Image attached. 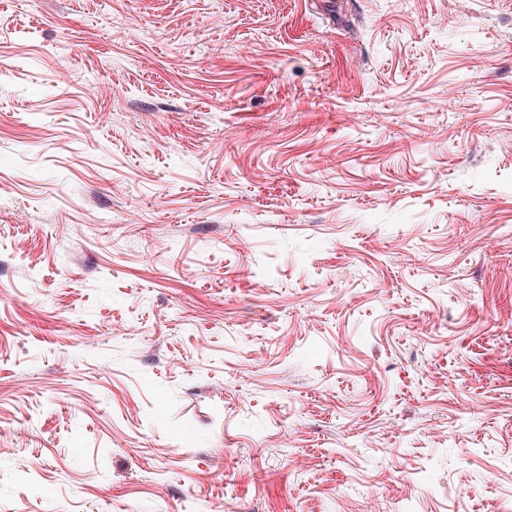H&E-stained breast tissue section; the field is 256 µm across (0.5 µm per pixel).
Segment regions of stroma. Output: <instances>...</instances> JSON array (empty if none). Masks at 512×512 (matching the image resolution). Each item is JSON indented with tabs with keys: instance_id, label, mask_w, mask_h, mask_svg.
I'll list each match as a JSON object with an SVG mask.
<instances>
[{
	"instance_id": "1",
	"label": "stroma",
	"mask_w": 512,
	"mask_h": 512,
	"mask_svg": "<svg viewBox=\"0 0 512 512\" xmlns=\"http://www.w3.org/2000/svg\"><path fill=\"white\" fill-rule=\"evenodd\" d=\"M0 512H512V0H0Z\"/></svg>"
}]
</instances>
